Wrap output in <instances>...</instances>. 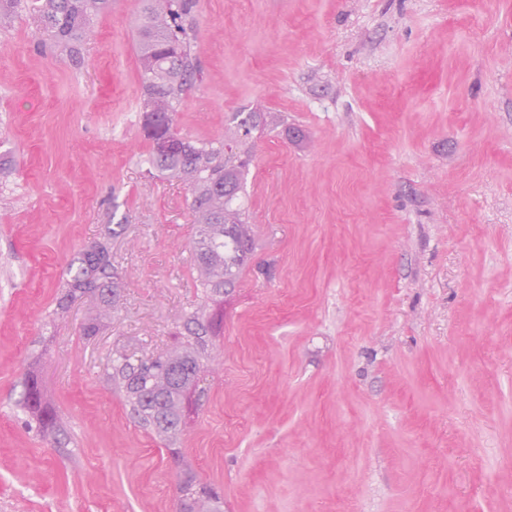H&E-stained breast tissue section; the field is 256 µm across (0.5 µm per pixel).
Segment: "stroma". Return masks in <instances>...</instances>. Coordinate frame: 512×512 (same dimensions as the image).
Segmentation results:
<instances>
[{"label":"stroma","instance_id":"35a3bbf8","mask_svg":"<svg viewBox=\"0 0 512 512\" xmlns=\"http://www.w3.org/2000/svg\"><path fill=\"white\" fill-rule=\"evenodd\" d=\"M139 0L76 61L0 31V512H512V0H198L181 133L253 139V250L171 454L105 376L197 306L186 185L149 174ZM120 300L49 321L105 225ZM71 442L28 432L30 366ZM187 477L182 483L181 493L188 512H222L224 507L223 499L215 493L200 488L197 492L194 489L195 477L190 471L185 474ZM216 510V511H214ZM222 510V511H220Z\"/></svg>","mask_w":512,"mask_h":512}]
</instances>
